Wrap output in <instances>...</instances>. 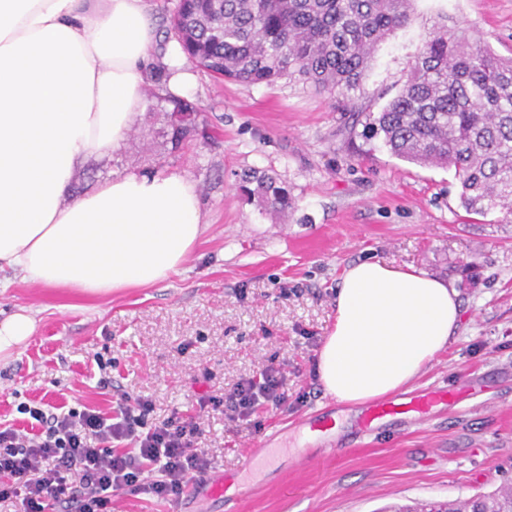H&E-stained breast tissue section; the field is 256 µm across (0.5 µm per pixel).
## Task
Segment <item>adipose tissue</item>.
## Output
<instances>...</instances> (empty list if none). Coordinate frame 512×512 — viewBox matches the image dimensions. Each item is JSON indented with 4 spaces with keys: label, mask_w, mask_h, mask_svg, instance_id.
<instances>
[{
    "label": "adipose tissue",
    "mask_w": 512,
    "mask_h": 512,
    "mask_svg": "<svg viewBox=\"0 0 512 512\" xmlns=\"http://www.w3.org/2000/svg\"><path fill=\"white\" fill-rule=\"evenodd\" d=\"M149 0H0V270L101 297L166 281L205 230L194 183L128 173L70 198L118 152L154 58ZM317 354L325 395L361 406L407 389L460 324L448 283L366 259L344 270Z\"/></svg>",
    "instance_id": "obj_1"
}]
</instances>
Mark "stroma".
Segmentation results:
<instances>
[{
    "mask_svg": "<svg viewBox=\"0 0 512 512\" xmlns=\"http://www.w3.org/2000/svg\"><path fill=\"white\" fill-rule=\"evenodd\" d=\"M468 29L512 56V0H415L407 24L375 50L358 89L331 95L293 78L253 85L191 66L189 96L205 122L168 152L156 101H145L120 152L88 161L75 185L91 191L126 173H179L196 185L206 230L167 281L88 298L0 271V314L27 309L35 329L0 362V423L26 429L17 407L111 412L121 396L150 401L149 422L180 412L213 483L254 464L269 437L266 471L237 498L209 501L188 485L177 501L115 492L112 512H379L417 499L465 500L512 481V223L500 212L467 213L453 171L399 160L362 135L364 113L401 90L408 65L439 24ZM276 175L295 204L267 211L239 189L243 171ZM412 265L451 284L462 314L448 347L412 385L455 393L422 422H376L361 433V408L325 396L317 350L335 320L337 283L351 263ZM106 361L99 369L98 361ZM272 368L285 403L241 419L200 396L224 397ZM328 415L340 454L302 429Z\"/></svg>",
    "mask_w": 512,
    "mask_h": 512,
    "instance_id": "stroma-1",
    "label": "stroma"
}]
</instances>
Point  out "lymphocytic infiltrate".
<instances>
[{"mask_svg": "<svg viewBox=\"0 0 512 512\" xmlns=\"http://www.w3.org/2000/svg\"><path fill=\"white\" fill-rule=\"evenodd\" d=\"M283 384L264 370L240 381L225 406L240 417L281 407ZM19 411L39 430L0 426V499L20 500L23 512H108L119 490L176 498L210 468L194 446L199 424L178 415L149 423L142 400L120 404L111 417L89 407L49 414L23 403Z\"/></svg>", "mask_w": 512, "mask_h": 512, "instance_id": "lymphocytic-infiltrate-1", "label": "lymphocytic infiltrate"}]
</instances>
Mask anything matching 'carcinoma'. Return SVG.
Segmentation results:
<instances>
[{
  "mask_svg": "<svg viewBox=\"0 0 512 512\" xmlns=\"http://www.w3.org/2000/svg\"><path fill=\"white\" fill-rule=\"evenodd\" d=\"M412 0H178L174 47L204 69L249 84L296 78L346 95L359 87L374 49L404 26ZM163 137L178 149L198 128L173 113L194 104L157 97ZM366 133L408 163L454 170L460 204L484 216L512 215V57L495 53L465 28L442 25L414 58L401 91ZM241 189L266 208H291L288 189L265 171L243 174ZM512 512V484L463 501H425L406 512Z\"/></svg>",
  "mask_w": 512,
  "mask_h": 512,
  "instance_id": "obj_1",
  "label": "carcinoma"
}]
</instances>
